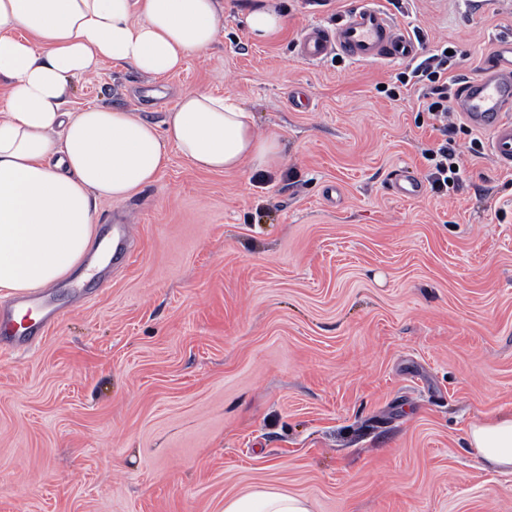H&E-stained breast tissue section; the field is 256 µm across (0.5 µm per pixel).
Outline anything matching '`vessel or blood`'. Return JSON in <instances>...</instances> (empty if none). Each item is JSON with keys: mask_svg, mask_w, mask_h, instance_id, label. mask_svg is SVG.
I'll use <instances>...</instances> for the list:
<instances>
[{"mask_svg": "<svg viewBox=\"0 0 512 512\" xmlns=\"http://www.w3.org/2000/svg\"><path fill=\"white\" fill-rule=\"evenodd\" d=\"M418 51L417 42L374 6L372 0H363L335 29L304 27L298 40V54L309 63L322 61L335 52L365 62L408 60ZM457 107L468 123L487 133L492 161L500 168L511 170L512 39L500 40L491 64L478 78L464 81ZM16 303L35 305L44 312L37 330L13 340L16 348L41 341L44 331L60 316L59 309L40 293L17 298Z\"/></svg>", "mask_w": 512, "mask_h": 512, "instance_id": "vessel-or-blood-1", "label": "vessel or blood"}]
</instances>
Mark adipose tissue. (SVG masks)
Wrapping results in <instances>:
<instances>
[{
  "label": "adipose tissue",
  "instance_id": "1",
  "mask_svg": "<svg viewBox=\"0 0 512 512\" xmlns=\"http://www.w3.org/2000/svg\"><path fill=\"white\" fill-rule=\"evenodd\" d=\"M224 26V0H0V293L51 287L77 269L95 238L99 199L153 184L170 151L195 168L267 170L283 158L233 97L182 92L162 120L90 105L68 111L70 80L105 64L151 79L180 71ZM481 463L512 471V413L471 425ZM224 512H312L268 486L226 498Z\"/></svg>",
  "mask_w": 512,
  "mask_h": 512
}]
</instances>
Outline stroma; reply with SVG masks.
I'll list each match as a JSON object with an SVG mask.
<instances>
[{
	"label": "stroma",
	"mask_w": 512,
	"mask_h": 512,
	"mask_svg": "<svg viewBox=\"0 0 512 512\" xmlns=\"http://www.w3.org/2000/svg\"><path fill=\"white\" fill-rule=\"evenodd\" d=\"M224 29L151 80L105 65L90 104L157 122L180 90L236 98L284 142L268 173H207L171 152L157 180L96 204L110 256L48 288L45 338L0 348V512H224L277 486L312 512H512V473L484 468L471 424L512 412V171L457 133L463 180L426 188L443 137L405 62L302 61L308 24L360 0H272L282 32ZM475 77L512 37V0H375ZM422 183L402 199L395 174ZM130 229L122 239L110 227Z\"/></svg>",
	"instance_id": "1"
}]
</instances>
